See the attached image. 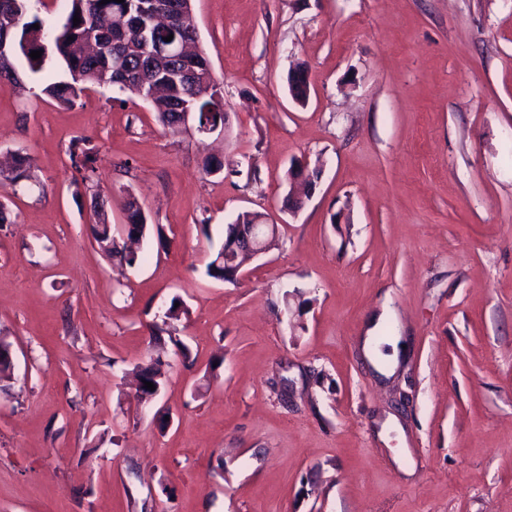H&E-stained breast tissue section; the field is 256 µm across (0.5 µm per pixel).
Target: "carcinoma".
Instances as JSON below:
<instances>
[{
    "label": "carcinoma",
    "mask_w": 512,
    "mask_h": 512,
    "mask_svg": "<svg viewBox=\"0 0 512 512\" xmlns=\"http://www.w3.org/2000/svg\"><path fill=\"white\" fill-rule=\"evenodd\" d=\"M69 10L64 22L46 33L41 19L31 14V0H0V11L10 12L18 17L19 24L8 35V42L14 44L25 56L31 71L42 69L44 58L33 60L30 53L44 50V40L52 39L56 53L72 72V81L53 82L44 88V93L62 105L72 106L80 99L84 85H112L119 91L150 102L157 120L165 128L173 127L171 115L180 104L190 103L198 113V123L216 124L228 121L224 111V97L220 83L210 71V63L203 52L196 49L198 33L191 16L181 17L173 6L181 0H150L147 6L170 19L169 25L157 36L158 40L171 35L192 48L197 70L202 78L197 83H180L179 87L153 89L155 84L152 71L144 68L151 45L146 43L137 24L142 0H115L107 4L100 0H68ZM80 17L74 24L73 18ZM39 28H33V25ZM123 54L127 66L122 70L112 68V56ZM83 140L72 141L68 155L73 170L78 174L73 184L78 189L93 191L98 187L96 147L81 146ZM34 158L20 150L14 157V166L8 174L0 173V185L15 184L32 178ZM235 264V256L224 250L207 263L206 274L215 279H224L229 266Z\"/></svg>",
    "instance_id": "obj_1"
}]
</instances>
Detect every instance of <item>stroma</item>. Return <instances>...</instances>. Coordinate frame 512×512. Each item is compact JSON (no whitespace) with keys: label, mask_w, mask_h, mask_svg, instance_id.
<instances>
[{"label":"stroma","mask_w":512,"mask_h":512,"mask_svg":"<svg viewBox=\"0 0 512 512\" xmlns=\"http://www.w3.org/2000/svg\"><path fill=\"white\" fill-rule=\"evenodd\" d=\"M191 5L225 132L164 128L108 86L60 105L51 56L0 80V161L35 160L0 188V512H512V0ZM78 137L106 220L130 193L148 217L135 265L92 240ZM295 161L319 176L292 215ZM243 212L275 242L214 280ZM384 302L403 349L383 385L358 339ZM83 143L84 147L80 144ZM97 154L98 149L86 147V143L82 139H74L69 147L68 155L73 170L78 174V178H74L73 184L77 191L83 188L86 191H94L98 187L97 176ZM34 168V158L27 152L19 150L16 157H14V166L12 170L6 175L2 174L0 171V185L2 186L7 183L16 184L21 180L31 179Z\"/></svg>","instance_id":"1"}]
</instances>
